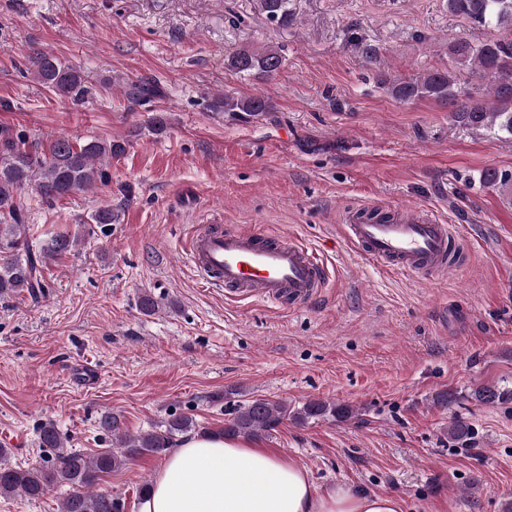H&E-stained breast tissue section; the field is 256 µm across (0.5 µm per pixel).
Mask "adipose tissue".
I'll list each match as a JSON object with an SVG mask.
<instances>
[{
    "instance_id": "ef3b65f1",
    "label": "adipose tissue",
    "mask_w": 512,
    "mask_h": 512,
    "mask_svg": "<svg viewBox=\"0 0 512 512\" xmlns=\"http://www.w3.org/2000/svg\"><path fill=\"white\" fill-rule=\"evenodd\" d=\"M140 512H401L392 496L315 490L307 470L220 434L185 437L156 471Z\"/></svg>"
}]
</instances>
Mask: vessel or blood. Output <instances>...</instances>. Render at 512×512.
<instances>
[{"label": "vessel or blood", "mask_w": 512, "mask_h": 512, "mask_svg": "<svg viewBox=\"0 0 512 512\" xmlns=\"http://www.w3.org/2000/svg\"><path fill=\"white\" fill-rule=\"evenodd\" d=\"M343 223L356 252L423 283L447 276L449 250L459 244L451 225L425 211L400 209L388 217L377 206L359 205L344 213ZM182 249L202 283L223 287L229 299L306 308L331 284L330 270L317 252L292 236L206 224Z\"/></svg>", "instance_id": "obj_1"}]
</instances>
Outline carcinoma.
<instances>
[{"label":"carcinoma","instance_id":"carcinoma-1","mask_svg":"<svg viewBox=\"0 0 512 512\" xmlns=\"http://www.w3.org/2000/svg\"><path fill=\"white\" fill-rule=\"evenodd\" d=\"M258 10L265 22L275 29H286L294 15L292 0H258ZM448 12L460 15L488 30L512 31V0H448ZM456 64L470 69L484 79L491 78L489 96L477 97L476 91L457 86L449 71H429L388 84L389 93L401 101L434 98L450 108L449 117L461 126L484 130L501 138H512V41L496 36L480 43L458 38L449 47ZM35 77L54 94L79 102L89 86L83 74L57 57L34 49L29 55ZM285 58L278 46L261 49L239 48L225 58V66L243 76L270 77L280 71ZM127 101L150 107L162 95L161 85L149 78L127 79L119 83ZM217 111L231 122L247 123L269 109L268 101L258 95L237 99L224 96L215 102ZM123 139H86L75 142L58 138L49 149L29 148L26 140L8 133L0 137V296L26 292L38 296L46 284L43 267L47 261L71 251L77 240L56 235L39 248L25 237L26 208L18 196L23 185H32L48 204L88 191L109 179L99 163L120 157L128 151ZM483 184L501 189L512 196V171L490 168L481 175ZM120 212L104 206L91 214L90 222L107 225L119 222ZM470 396L488 404L512 402V387L477 386ZM352 410L322 400H310L288 414V405L267 399H254L240 405L224 426L226 436L260 437L291 417L299 422L344 421ZM196 428L186 415H170L160 428L131 435L121 418L105 412L99 420L100 431L112 437L115 446L88 455L68 448L65 439L52 424L38 428L39 447L47 450L40 461L27 467L12 466L8 451L0 448V495L39 499L58 486L69 487L60 502V512H124L119 498L94 491L97 481L112 470L144 454L164 455L175 438Z\"/></svg>","mask_w":512,"mask_h":512}]
</instances>
